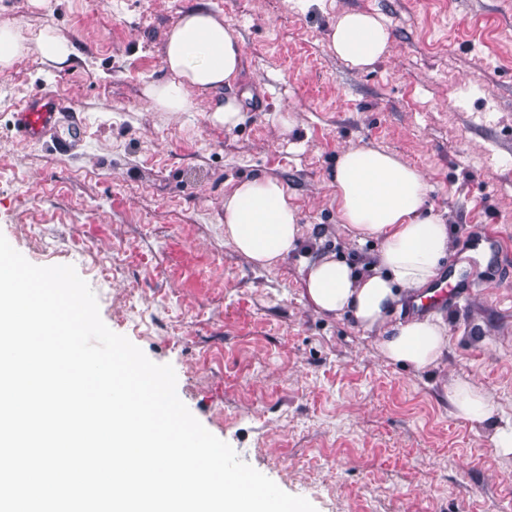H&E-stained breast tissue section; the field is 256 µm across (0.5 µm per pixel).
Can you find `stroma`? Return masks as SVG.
<instances>
[{
	"instance_id": "1",
	"label": "stroma",
	"mask_w": 512,
	"mask_h": 512,
	"mask_svg": "<svg viewBox=\"0 0 512 512\" xmlns=\"http://www.w3.org/2000/svg\"><path fill=\"white\" fill-rule=\"evenodd\" d=\"M197 2L0 0V24L53 29L81 54L0 69V234L34 265H73L104 323L173 366L201 424L317 512H512V456L448 401L465 378L512 418V261L471 245L479 224L512 242V0H205L243 47L230 129L207 105L159 112L145 94L168 79L165 34ZM345 10L390 31L369 69L330 47ZM43 93L82 114L80 134L63 122L23 140L15 115ZM281 109L296 118L285 136ZM352 145L426 175L452 239L443 269L474 285L441 311L448 349L422 372L303 296L315 255L367 267L379 249L337 218L336 158ZM256 176L281 180L307 226L274 271L224 239L225 190Z\"/></svg>"
}]
</instances>
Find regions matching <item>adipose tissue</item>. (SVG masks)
<instances>
[{
    "instance_id": "obj_1",
    "label": "adipose tissue",
    "mask_w": 512,
    "mask_h": 512,
    "mask_svg": "<svg viewBox=\"0 0 512 512\" xmlns=\"http://www.w3.org/2000/svg\"><path fill=\"white\" fill-rule=\"evenodd\" d=\"M329 39L336 55L365 69L385 56L390 33L375 15L351 10L337 17ZM31 51L56 68L77 56L73 44L54 30L45 28L26 39L13 27L0 26V68ZM163 62L168 79L145 89L155 109L187 112L202 97L225 128L240 122L238 100L223 90L241 69L242 47L219 13L202 4L184 10L165 35ZM334 183L339 220L358 239H377L380 248L370 274L330 254L306 262V299L319 314L379 330L378 347L386 360L417 371L436 366L448 348L447 324L430 316L399 315L414 292L440 275L450 246L447 224L427 206L425 177L396 154L353 146L337 157ZM305 233L299 209L279 179H246L224 196V238L259 268L277 267L300 248ZM448 399L457 417L476 427L493 425L494 448L512 455V419H497L486 392L457 379L448 385Z\"/></svg>"
}]
</instances>
